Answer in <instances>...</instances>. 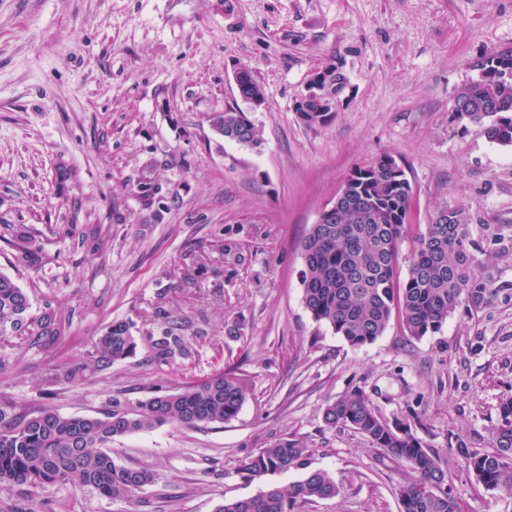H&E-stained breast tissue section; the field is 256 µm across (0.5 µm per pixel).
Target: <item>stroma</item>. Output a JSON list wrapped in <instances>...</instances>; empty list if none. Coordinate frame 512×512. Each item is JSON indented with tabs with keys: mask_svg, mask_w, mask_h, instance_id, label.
<instances>
[{
	"mask_svg": "<svg viewBox=\"0 0 512 512\" xmlns=\"http://www.w3.org/2000/svg\"><path fill=\"white\" fill-rule=\"evenodd\" d=\"M510 49L512 0H0V272L33 310L66 317L54 340L0 338V409L94 415L233 366L251 388L222 427L114 442V459L156 474L132 501L67 484L44 494L43 512H216L301 479L235 471L288 435L340 487L305 512H401L397 462L323 421L328 401L357 388L386 419L418 414L462 512H512V494L478 485L449 446L490 448L512 391V297L457 309L419 340L393 323L353 347L313 319L299 278L309 227L382 152L404 162L422 215L461 208L472 227L512 225V147L453 119L474 62ZM329 61L347 75L344 100L330 124L305 126L294 102ZM240 66L265 89L250 146L209 121L241 107ZM148 172L160 191L146 201ZM19 224L43 248L40 272L14 260ZM160 305L203 330L188 365L152 358ZM115 319L133 322L136 353L97 367L94 342ZM60 356L72 380L55 381Z\"/></svg>",
	"mask_w": 512,
	"mask_h": 512,
	"instance_id": "1",
	"label": "stroma"
}]
</instances>
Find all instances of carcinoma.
I'll return each mask as SVG.
<instances>
[{
    "label": "carcinoma",
    "mask_w": 512,
    "mask_h": 512,
    "mask_svg": "<svg viewBox=\"0 0 512 512\" xmlns=\"http://www.w3.org/2000/svg\"><path fill=\"white\" fill-rule=\"evenodd\" d=\"M478 77L460 91L454 118L481 127L486 139L512 147V81H495L512 73V51H493L474 64ZM265 96L251 73L241 83L240 97ZM334 112H299L306 126L331 123ZM211 126L223 138L239 144L258 143L257 130L247 113L213 112ZM336 211L310 226L301 242L300 272L306 309L353 347L374 342L397 319L407 335L421 339L438 332L448 316L463 305L478 309L509 297L512 290L494 274L477 273L475 253L512 252V225H484L473 237L465 212L448 209V223L425 224L408 252L402 251L412 227L413 190L405 169L382 152L357 167V176L344 180ZM16 263L35 272L45 255L36 236L25 226L13 230ZM405 278H400L402 264ZM29 293L0 273V337L62 334L63 320L51 304L34 314ZM161 335L151 341L155 357L168 363L186 358L184 336L194 330L187 317L162 309ZM99 367L133 356L137 343L133 324L111 322L94 344ZM249 383L236 368L216 371L173 391L135 401L112 399L101 416H76L51 408L25 411L12 417L0 409V487L19 489L29 497L20 512H39L41 494L59 484L86 488L112 501L128 502L155 480L147 466L117 463L109 452L115 440L164 425L185 428L222 424L239 413ZM384 418L361 389L326 405L323 419L330 427H347L385 450L404 468L399 489L401 512H460L448 486V473L411 420ZM456 453L478 484L487 490L512 493V395L503 396L496 412L491 450H472L462 440ZM313 449L301 438H280L239 460L237 473L247 478L305 471L304 478L283 488L271 486L249 498L224 501L217 512H302L305 505L339 493L325 470L310 468Z\"/></svg>",
    "instance_id": "1"
}]
</instances>
